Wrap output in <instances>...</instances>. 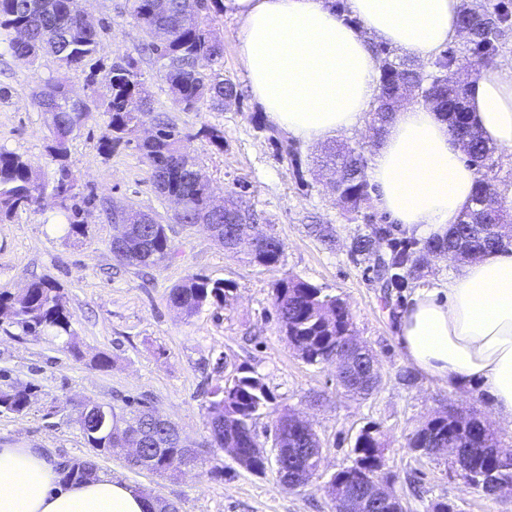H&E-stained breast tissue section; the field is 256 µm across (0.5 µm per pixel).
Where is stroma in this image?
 <instances>
[{"instance_id":"obj_1","label":"stroma","mask_w":512,"mask_h":512,"mask_svg":"<svg viewBox=\"0 0 512 512\" xmlns=\"http://www.w3.org/2000/svg\"><path fill=\"white\" fill-rule=\"evenodd\" d=\"M93 20H105L98 56L137 58L147 79L154 111L164 112L198 156L216 197L233 189L242 207L254 211L285 244L279 263L255 262L247 248L225 252L200 226L176 224L173 206L148 181L141 154L120 146L103 154L105 121L92 114L68 143L69 161L84 191L98 205L87 217L86 236L69 237L51 195L40 206L18 211L0 223V289L20 292L31 281H54L66 299L79 354L52 335L26 336L0 323V370L18 385L37 389L23 413H0V448H42L57 461L95 459L99 472L122 479L150 497L176 504L178 512H334L326 484L352 465L353 446L362 428L378 427L385 444L382 475L408 512H428L431 503L450 500L457 512H512V494L491 497L469 486L448 455L411 452V435L447 408L473 412L494 431L499 446L512 450V424L497 419L479 388L463 391L417 374L414 384L400 381L408 368L400 343L399 317L373 286L366 263L354 261L350 241L363 226L336 206L328 184L331 172L315 158L323 142L301 143L284 131L269 134L268 120L246 76L237 38L241 23L232 10L203 13L201 27L224 46V75L242 93L237 107L224 111L200 106L182 111L157 67L142 52L141 30L128 16L127 0H80ZM52 58L35 62L14 57L0 41V146L28 159L41 182H50L46 156L48 117L32 104L34 87L56 73ZM224 134L223 148L200 139L201 127ZM112 201L156 216L167 224L173 257L151 267L122 265L110 250L113 226L100 208ZM331 224L335 246L324 245L308 227ZM190 274L229 284L223 304L188 315L170 302L172 288ZM296 276L345 301L357 338L373 350L381 383L364 399L349 396L331 364H310L280 331L274 287ZM107 356L108 367L97 366ZM262 378L274 398L273 412L253 422L263 446H270L276 415L290 412L318 434L322 459L317 474L302 488L289 490L275 465L255 474L229 453L208 445L205 405L211 389L241 375ZM150 403L176 424L181 436L197 444L195 469L169 477L131 468L122 456L94 454L76 422L80 402L106 403L116 412L127 399Z\"/></svg>"}]
</instances>
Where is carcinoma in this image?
<instances>
[{
    "label": "carcinoma",
    "mask_w": 512,
    "mask_h": 512,
    "mask_svg": "<svg viewBox=\"0 0 512 512\" xmlns=\"http://www.w3.org/2000/svg\"><path fill=\"white\" fill-rule=\"evenodd\" d=\"M128 14L147 37L145 49L157 65V73L168 85L173 99L185 111L201 104L214 110L230 109L239 104L240 92L235 83L224 78V46L199 27L203 12L224 9L223 0H128ZM512 24V13L502 0H484L478 9L465 7L460 12V26L471 32L470 56L487 65L497 52V42L506 27ZM10 35L8 51L17 58H54L58 69L38 84L31 94L32 102L41 111H49V127H81L94 112L107 117V134L100 150L109 154L118 145H134L148 164V180L153 188L188 199L189 210L181 219L191 224L194 219L210 216L214 224L224 226V249H237L241 235L254 232L265 239V250L252 256L264 265L277 264L284 252L283 241L254 223L253 214L240 206L233 192L224 197V210H211L212 192L209 184L195 178L199 166L195 155L184 144V136L163 113H153L147 79L137 59L117 56L105 64L96 59L101 30L85 25L78 0H0V34ZM379 72V95L369 111L370 122L384 132L394 112L409 100L403 86L413 85L422 97H435L439 112L449 123L452 135L467 139L468 161L477 170L472 206L460 215L443 236L419 239L398 237L394 228L378 224L365 213L371 195L366 178L367 159L364 152L346 144L331 147L323 163L342 171L334 194L336 205L349 219L361 218L364 229L351 239L350 255L372 263L377 283L384 296L394 289L409 287L423 276L429 259L454 251L469 261L472 255L488 256L512 243V227L505 221L507 212L499 203L489 172L492 171L493 148L482 138L467 112L466 85L456 82L452 73L458 56L441 53L425 71L410 58H397L386 46L373 47ZM86 70L90 93L81 100L68 96L65 75L72 70ZM106 86L104 96L97 95V85ZM156 127L153 143L140 146L135 133L144 119ZM46 151L54 163L52 193L58 199L67 221V234L86 235L84 214L95 195L81 190L80 179L68 163L67 143L49 141ZM41 186L32 164L20 155L0 147V222L7 221L20 209L39 203ZM144 239L139 244V266L159 265L172 258L173 250L167 225L143 226ZM226 287L201 275H189L171 290V303L189 314L199 312L207 304H222ZM274 306L281 331L309 364L333 361V352L346 344L353 334L347 305L341 298L297 277L281 280L275 288ZM8 312L11 324L23 334L38 336L50 333L66 339L70 350L73 342L70 315L64 295L54 282L39 279L30 283L23 295L0 290V315ZM375 358L371 349L357 354L336 375L345 391L356 397L372 395L380 377L364 379L362 367ZM34 386L0 383V410L22 413L30 406ZM210 445L224 448L229 437L251 430L253 419L270 409L273 397L260 378L241 376L209 392ZM161 415L146 403L125 418L126 430L121 434L90 433L81 429L89 447L110 456L128 447L134 433L144 435V447L160 448L153 455L152 470L158 474H174L173 463L181 452L177 434L158 427ZM283 445L304 448L308 442L319 443L313 429L287 433ZM464 448L473 471H492L504 482L512 483V456L496 451L495 435L485 429L477 416L462 424L447 412L438 413L419 428L408 440V448ZM384 447L377 430L364 429L356 438L354 466L335 475L345 488L379 477L375 449ZM95 461L75 460L61 465L62 483L82 480L94 474Z\"/></svg>",
    "instance_id": "obj_1"
}]
</instances>
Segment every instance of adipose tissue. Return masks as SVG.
<instances>
[{"instance_id":"1","label":"adipose tissue","mask_w":512,"mask_h":512,"mask_svg":"<svg viewBox=\"0 0 512 512\" xmlns=\"http://www.w3.org/2000/svg\"><path fill=\"white\" fill-rule=\"evenodd\" d=\"M255 98L268 119L304 142L363 129L378 95L369 38L415 57L456 36L460 0H224ZM471 119L491 145L512 151V63L469 82ZM368 178L374 203L402 230L444 235L472 204L476 173L432 106L394 113ZM399 341L421 373L459 388L481 386L494 414L512 422V246L466 262L446 290H417L400 314ZM155 501L97 473L60 486L40 448H0V512H154Z\"/></svg>"}]
</instances>
